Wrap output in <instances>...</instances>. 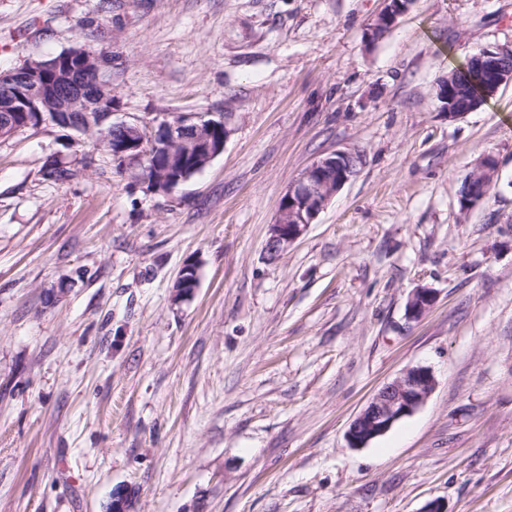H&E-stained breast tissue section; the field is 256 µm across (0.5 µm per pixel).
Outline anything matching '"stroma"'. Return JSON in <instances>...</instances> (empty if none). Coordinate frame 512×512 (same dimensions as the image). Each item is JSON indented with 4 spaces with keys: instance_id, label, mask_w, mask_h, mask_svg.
<instances>
[{
    "instance_id": "35a3bbf8",
    "label": "stroma",
    "mask_w": 512,
    "mask_h": 512,
    "mask_svg": "<svg viewBox=\"0 0 512 512\" xmlns=\"http://www.w3.org/2000/svg\"><path fill=\"white\" fill-rule=\"evenodd\" d=\"M383 7L0 0V72L101 52L116 119L229 129L167 194L94 133L0 139V512H512V83L455 119L436 97L512 47V0H414L372 45ZM336 151L357 172L269 260L281 197ZM487 156L498 178L462 210ZM416 365L424 405L350 447ZM436 300L435 293L428 288L416 289L408 298L406 310L412 319L419 318L428 312Z\"/></svg>"
}]
</instances>
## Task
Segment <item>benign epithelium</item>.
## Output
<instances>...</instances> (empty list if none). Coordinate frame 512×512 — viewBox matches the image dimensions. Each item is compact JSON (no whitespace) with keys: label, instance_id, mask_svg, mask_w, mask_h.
<instances>
[{"label":"benign epithelium","instance_id":"benign-epithelium-1","mask_svg":"<svg viewBox=\"0 0 512 512\" xmlns=\"http://www.w3.org/2000/svg\"><path fill=\"white\" fill-rule=\"evenodd\" d=\"M386 6L376 24L393 27L403 14L396 0ZM512 54L511 47L483 49L472 55L471 76L479 82L483 74L497 75L495 83L484 89L486 98L500 86L512 82V70L504 69L501 59ZM0 138H9L20 129L53 123L77 132L97 130L100 146L122 168H145L148 187L167 194L189 179L188 163L204 169L224 149L229 134L223 120L203 115L164 121L153 134L142 126L111 121L112 88L100 74V57L78 50L61 56L33 60L22 69L0 73ZM356 172L353 155L336 151L316 158L283 195L279 213L270 226L265 252L271 259L280 257L314 223L329 201ZM497 174L495 161L486 157L469 178L470 194L461 197L464 210L482 202ZM436 300L428 288L416 289L408 298L406 310L412 319L428 312ZM435 386L433 372L425 366L405 370L384 385L352 421L348 430L350 446H366L385 434L397 422L414 414L428 399Z\"/></svg>","mask_w":512,"mask_h":512}]
</instances>
